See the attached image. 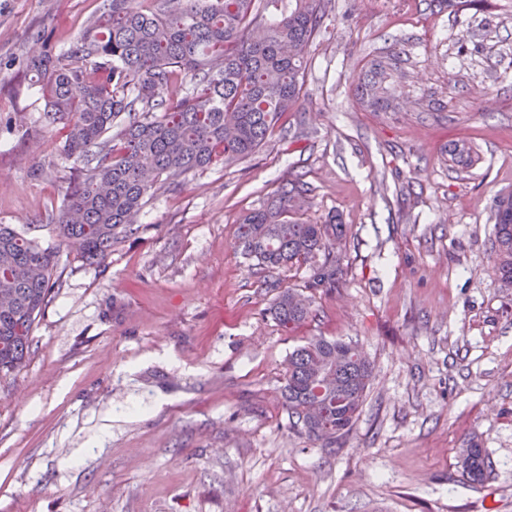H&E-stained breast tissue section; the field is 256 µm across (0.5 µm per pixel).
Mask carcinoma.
Wrapping results in <instances>:
<instances>
[{
  "label": "carcinoma",
  "mask_w": 512,
  "mask_h": 512,
  "mask_svg": "<svg viewBox=\"0 0 512 512\" xmlns=\"http://www.w3.org/2000/svg\"><path fill=\"white\" fill-rule=\"evenodd\" d=\"M156 0L145 10L136 0H107L70 48L55 54L43 44L28 58L26 73L45 101L41 121L58 129V154L71 165L57 224L47 247L0 224V373L26 362L36 319L52 298L61 249L85 266H100L119 237L131 230L147 201L178 178L220 158L247 157L273 134L280 117L298 103L304 87L305 50L321 30L326 0ZM400 60L388 55L361 70L355 97L365 112H394L398 103L388 80ZM180 82L184 93L161 95ZM117 132H112V128ZM450 161L469 167L473 150L458 141ZM309 188L296 178L280 184L270 204L238 224L236 244L245 258L276 273L313 270L305 289L336 283L345 253L336 243L347 225L333 216L323 224L290 218L308 201ZM494 270L512 288V191L492 202ZM268 313L294 331L313 317L312 297L277 280ZM373 376L364 352L350 343L313 337L288 357L283 405L309 438L324 448L354 425ZM459 467L472 483L491 472L485 449H461Z\"/></svg>",
  "instance_id": "carcinoma-1"
}]
</instances>
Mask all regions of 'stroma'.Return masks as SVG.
<instances>
[{"instance_id":"1","label":"stroma","mask_w":512,"mask_h":512,"mask_svg":"<svg viewBox=\"0 0 512 512\" xmlns=\"http://www.w3.org/2000/svg\"><path fill=\"white\" fill-rule=\"evenodd\" d=\"M103 4L0 0V224L44 244L70 170L25 64L36 34L68 49ZM392 53L399 111H362L355 76ZM305 62L255 154L158 192L101 266L60 255L26 365L0 375V512H512V288L490 252L512 190V0H329ZM298 176L301 220L350 233L341 282L288 333L234 242ZM311 336L374 365L332 452L280 399ZM472 440L480 485L456 465ZM458 464L473 484L484 483L491 472V461L485 448L474 442L461 449Z\"/></svg>"}]
</instances>
